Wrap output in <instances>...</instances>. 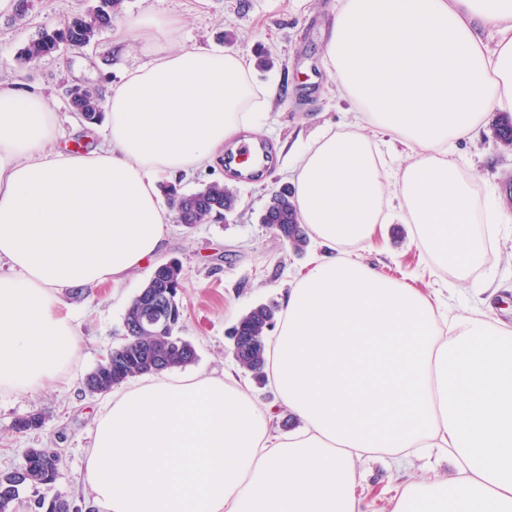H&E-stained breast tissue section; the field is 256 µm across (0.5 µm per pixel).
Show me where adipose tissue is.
I'll list each match as a JSON object with an SVG mask.
<instances>
[{
	"instance_id": "ef3b65f1",
	"label": "adipose tissue",
	"mask_w": 512,
	"mask_h": 512,
	"mask_svg": "<svg viewBox=\"0 0 512 512\" xmlns=\"http://www.w3.org/2000/svg\"><path fill=\"white\" fill-rule=\"evenodd\" d=\"M184 20H126L151 61L109 85L105 142L60 149L35 88L0 83V391L65 382L72 288L121 284L164 248L161 177L214 166L268 123L250 60L174 42ZM325 69L351 104L291 155L299 221L323 251L287 290L265 351L298 425L281 433L228 373L144 375L113 391L86 459L92 512H363L359 467L408 478L387 512H512V326L455 309L352 253L403 213L467 279L508 216L475 196L455 144L512 113V0H337ZM446 460L415 475L419 461Z\"/></svg>"
}]
</instances>
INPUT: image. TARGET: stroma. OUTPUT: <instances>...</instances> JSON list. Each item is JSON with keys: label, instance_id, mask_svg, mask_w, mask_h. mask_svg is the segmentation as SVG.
<instances>
[{"label": "stroma", "instance_id": "35a3bbf8", "mask_svg": "<svg viewBox=\"0 0 512 512\" xmlns=\"http://www.w3.org/2000/svg\"><path fill=\"white\" fill-rule=\"evenodd\" d=\"M95 0H31L25 16L15 10L0 11V78L24 86L39 87L56 112L62 142L77 143L83 127L69 105L67 90L85 85L106 90L126 71L147 63L150 56L129 39L121 22H114L90 47L65 48L45 57L34 67L24 66L19 51L42 28L64 16L92 7ZM336 0H307L294 8L291 0H125L123 14L136 17L147 12L183 15L185 27L180 43L186 48L218 45L249 57L258 81L275 85L270 112L273 121L263 130V141L276 148H295L319 129H343L349 102L326 73L323 39L333 17ZM498 114L474 139L462 140L457 153L466 175L480 186L496 189L505 209L512 214V151L501 152L495 142ZM226 183L238 196L234 213L211 217L187 229L172 224L160 261L178 260L184 289L181 302L184 321L181 336L196 348L190 371L239 372L227 333L250 308L262 303H280L307 271L317 250L308 244L294 253L288 244L260 222L271 192L287 184L283 156L259 180L229 177L223 168L200 171L181 179L182 192H194L209 183ZM365 263L391 278L406 282L429 296L448 298L461 308L478 305L480 289L488 276H495L505 293L498 299L495 315L512 324V222L488 249L480 265L464 281H454L451 270L438 267L420 250L411 225H386L371 247L359 250ZM152 266H145L132 279L115 286L104 284L81 300L62 293L61 303L71 314L80 336V349L68 386L47 388L34 395L0 391V472L19 466L28 449L49 447L59 452L62 465L51 485H30L13 505V512H35L39 499L65 496L78 512L84 500L83 475L90 434L104 401L84 390V379L109 350L123 341V319L134 296L148 281ZM455 293H448V284ZM241 372V371H240ZM38 414L44 419L38 430L19 433L16 419ZM362 483L367 512H385L387 500L405 479L387 470L382 462L364 464Z\"/></svg>", "mask_w": 512, "mask_h": 512}]
</instances>
